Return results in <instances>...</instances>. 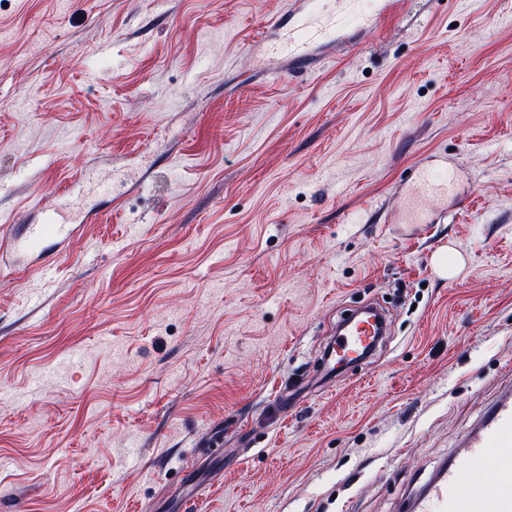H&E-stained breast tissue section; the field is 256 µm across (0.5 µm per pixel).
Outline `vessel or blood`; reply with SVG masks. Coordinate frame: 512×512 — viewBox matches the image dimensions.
<instances>
[{"label":"vessel or blood","instance_id":"obj_1","mask_svg":"<svg viewBox=\"0 0 512 512\" xmlns=\"http://www.w3.org/2000/svg\"><path fill=\"white\" fill-rule=\"evenodd\" d=\"M395 4L396 0H378L373 10L358 16V25L377 28L391 15ZM289 21V54L300 63L329 31L341 27L340 19L321 16L316 0H292ZM454 190V179L440 177L430 168L420 169L404 207V223H428L431 211L446 202ZM60 231L57 224L29 225L22 244L30 253H43ZM376 332L374 319L352 322L333 335V358L343 365L357 363ZM412 512H512L511 396L496 403L448 467L416 499Z\"/></svg>","mask_w":512,"mask_h":512}]
</instances>
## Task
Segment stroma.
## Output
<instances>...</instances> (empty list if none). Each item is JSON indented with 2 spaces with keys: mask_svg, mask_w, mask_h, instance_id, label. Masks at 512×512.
<instances>
[{
  "mask_svg": "<svg viewBox=\"0 0 512 512\" xmlns=\"http://www.w3.org/2000/svg\"><path fill=\"white\" fill-rule=\"evenodd\" d=\"M289 3L0 0V232L72 227L0 263V512H410L512 396V0H399L305 71L257 40ZM455 190L453 178H441L431 168H421L411 189L402 219L406 224H426L430 213ZM353 320V319H352ZM349 321V322H352ZM377 332V319L367 318L352 322L348 327L334 333L333 359L339 364H355L364 358H360L362 352L371 344Z\"/></svg>",
  "mask_w": 512,
  "mask_h": 512,
  "instance_id": "35a3bbf8",
  "label": "stroma"
}]
</instances>
